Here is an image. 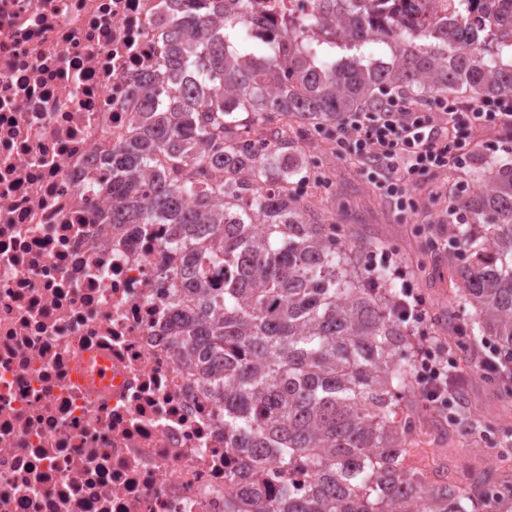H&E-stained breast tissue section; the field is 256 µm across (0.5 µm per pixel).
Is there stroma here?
<instances>
[{
    "label": "stroma",
    "mask_w": 512,
    "mask_h": 512,
    "mask_svg": "<svg viewBox=\"0 0 512 512\" xmlns=\"http://www.w3.org/2000/svg\"><path fill=\"white\" fill-rule=\"evenodd\" d=\"M293 137L299 146V171L292 182L298 199L323 211L330 223L355 237L382 244L383 254H360V264L389 259L398 269V288L420 294L430 317L429 333L440 340L453 335L461 324L448 309L456 293L457 275L448 266L445 247L448 230L441 218L456 201L458 189L474 192L477 171L491 163L512 161V137L482 134L474 145L470 164L454 174L436 172L415 180L412 195L416 211L406 218L396 212L361 174V163L352 155H338L327 130L295 124ZM450 372L463 373L465 413L474 419L491 420V435L463 428H449L423 398H416L417 425L422 443L405 459L406 468L429 471L443 466L457 484L493 471L512 479V463H500L503 453L512 454V441H504L499 427L512 426V413L502 409L501 383L496 376L475 369L473 363L450 360Z\"/></svg>",
    "instance_id": "stroma-1"
}]
</instances>
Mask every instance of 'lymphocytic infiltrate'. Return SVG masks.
Returning <instances> with one entry per match:
<instances>
[{
    "mask_svg": "<svg viewBox=\"0 0 512 512\" xmlns=\"http://www.w3.org/2000/svg\"><path fill=\"white\" fill-rule=\"evenodd\" d=\"M490 130L512 131V96L469 102L438 99L422 109L401 95L379 107L348 113L336 127L341 152L358 156L362 174L393 209L406 214L415 201L411 184L433 171H457L471 159L472 139ZM416 384L429 404L448 407V367L423 350Z\"/></svg>",
    "mask_w": 512,
    "mask_h": 512,
    "instance_id": "lymphocytic-infiltrate-1",
    "label": "lymphocytic infiltrate"
}]
</instances>
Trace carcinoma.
Listing matches in <instances>:
<instances>
[{"mask_svg":"<svg viewBox=\"0 0 512 512\" xmlns=\"http://www.w3.org/2000/svg\"><path fill=\"white\" fill-rule=\"evenodd\" d=\"M239 2L226 13L224 0H179L159 74L140 81L142 133L106 156L112 223L169 224L182 254L188 304L174 336L213 382L245 455L232 477L250 498L233 512H512V498L482 493L490 479L403 469L416 362L390 267L358 264L350 236L295 197L294 141L276 131L259 149L239 134L279 113L328 127L387 88L512 95V24H487L474 47L453 26L393 19L328 40L317 34L327 9L366 12L376 0H314L307 29L280 34L283 54L238 39L249 20ZM477 180L465 223L448 225L454 302L470 319L448 348L471 360L491 337L512 378V165Z\"/></svg>","mask_w":512,"mask_h":512,"instance_id":"cac0c4a2","label":"carcinoma"}]
</instances>
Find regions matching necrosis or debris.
Returning <instances> with one entry per match:
<instances>
[{"label": "necrosis or debris", "mask_w": 512, "mask_h": 512, "mask_svg": "<svg viewBox=\"0 0 512 512\" xmlns=\"http://www.w3.org/2000/svg\"><path fill=\"white\" fill-rule=\"evenodd\" d=\"M367 28L512 20V0H386ZM169 0H0V512H224L243 455L174 344L167 224H105L103 160L142 120ZM312 0H251L241 40ZM108 382L95 381L96 370Z\"/></svg>", "instance_id": "4bbe7bcc"}]
</instances>
